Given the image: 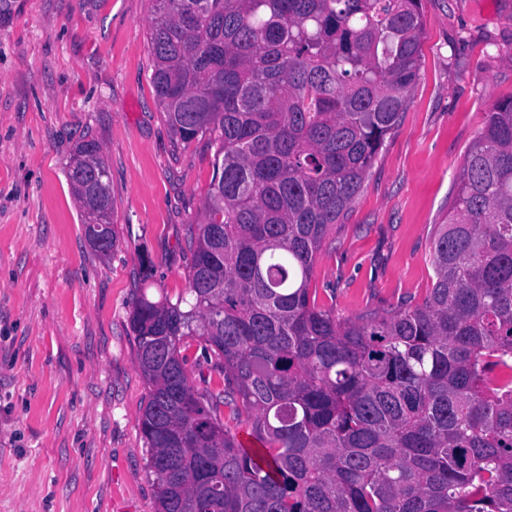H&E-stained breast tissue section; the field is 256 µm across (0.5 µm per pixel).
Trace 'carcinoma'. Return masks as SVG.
Segmentation results:
<instances>
[{
	"instance_id": "cac0c4a2",
	"label": "carcinoma",
	"mask_w": 512,
	"mask_h": 512,
	"mask_svg": "<svg viewBox=\"0 0 512 512\" xmlns=\"http://www.w3.org/2000/svg\"><path fill=\"white\" fill-rule=\"evenodd\" d=\"M425 27L421 0H150L157 102L180 141L216 145L186 295L141 288L129 316L157 512H512V98L464 157L422 302L340 318L310 288L406 109ZM98 176L84 139L68 179L110 252ZM193 337L214 388L189 381Z\"/></svg>"
}]
</instances>
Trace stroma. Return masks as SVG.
<instances>
[{
  "mask_svg": "<svg viewBox=\"0 0 512 512\" xmlns=\"http://www.w3.org/2000/svg\"><path fill=\"white\" fill-rule=\"evenodd\" d=\"M422 10L407 108L314 266L320 303L343 318L423 300L464 155L512 97V0ZM149 21V0H0V512H156L129 315L137 288L185 293L214 149L173 135ZM86 136L111 173L106 256L66 175Z\"/></svg>",
  "mask_w": 512,
  "mask_h": 512,
  "instance_id": "35a3bbf8",
  "label": "stroma"
}]
</instances>
